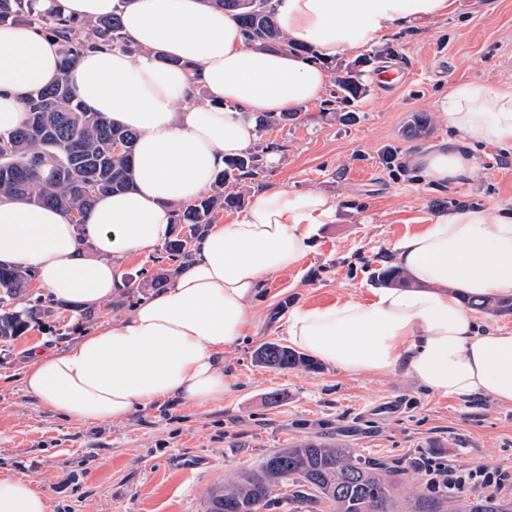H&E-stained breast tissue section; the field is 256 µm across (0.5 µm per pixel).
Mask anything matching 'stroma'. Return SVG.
Returning <instances> with one entry per match:
<instances>
[{
    "instance_id": "35a3bbf8",
    "label": "stroma",
    "mask_w": 512,
    "mask_h": 512,
    "mask_svg": "<svg viewBox=\"0 0 512 512\" xmlns=\"http://www.w3.org/2000/svg\"><path fill=\"white\" fill-rule=\"evenodd\" d=\"M386 45L394 55L377 57ZM510 53L512 0H449L447 16L340 55L343 63L360 54L375 58L359 100L333 102L330 83L294 124L258 131L251 148L262 152L264 170L245 180L246 200L266 189L318 190L335 196L337 210L334 221L319 225L296 268L266 279L246 336L224 354L222 402L175 401L91 424L53 412L24 390L33 352L62 349L155 293L154 275L175 267L164 245L119 259L122 285L94 309L28 288L19 304L40 309L36 324L0 343V473L32 479L47 493L49 512H206L210 492L236 472L315 434L391 462L452 459L464 467L512 468V407L444 397L401 370L353 376L327 365L275 370L254 360L265 342L287 344L285 320L294 307L369 300L395 243L423 231L435 214L475 199L512 207L511 148H476L474 176L442 189L407 165L447 138L438 102L450 88L512 85V67L500 65ZM390 63L406 73L392 89L378 79ZM349 111L353 120H344ZM416 112L427 113L432 125L409 139L403 130Z\"/></svg>"
}]
</instances>
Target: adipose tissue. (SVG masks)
<instances>
[{"instance_id": "1", "label": "adipose tissue", "mask_w": 512, "mask_h": 512, "mask_svg": "<svg viewBox=\"0 0 512 512\" xmlns=\"http://www.w3.org/2000/svg\"><path fill=\"white\" fill-rule=\"evenodd\" d=\"M289 39L316 55L259 50L230 13L209 0H39L82 21L119 13L129 50L85 52L68 80L87 109L139 132L132 190L98 197L83 225L60 210L0 198V262L35 270L53 299L99 306L120 283L118 258L151 250L168 235L174 208L205 193L225 157L256 138L253 112H291L319 99L321 65L392 29L447 15L448 0H269ZM176 58L165 65L161 56ZM59 44L28 25H0V136L23 121V100L60 73ZM208 98L196 100L194 85ZM450 135L413 157L427 182L471 178L470 148H512V87L458 86L440 100ZM336 199L285 188L259 193L231 224H211L189 268L132 314L59 352L34 356L27 394L89 423L127 418L171 399L224 398V352L241 342L266 277L294 269L313 228L334 219ZM94 257H84L85 246ZM394 262L411 281L371 300L298 308L288 341L351 375L404 370L432 393L485 395L512 407V330L480 327L467 295L512 298V211L472 203L434 217L400 239ZM34 482L0 474V512H47Z\"/></svg>"}]
</instances>
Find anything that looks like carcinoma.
Returning <instances> with one entry per match:
<instances>
[{
  "instance_id": "obj_1",
  "label": "carcinoma",
  "mask_w": 512,
  "mask_h": 512,
  "mask_svg": "<svg viewBox=\"0 0 512 512\" xmlns=\"http://www.w3.org/2000/svg\"><path fill=\"white\" fill-rule=\"evenodd\" d=\"M233 13L252 46L268 49L289 45L298 52L312 50L302 43H289L267 0H213ZM22 21L61 46V76L52 84L30 93L24 100L26 118L0 150V197L23 199L64 211L75 224L85 223L95 198L129 190L134 185L131 158L137 133L117 127L98 112L86 110L66 78L76 59L99 46L128 48L118 15L82 23L58 12L41 11L36 0H0V23ZM369 59L354 61L336 76L340 100L353 102L367 91L362 67ZM299 117L297 112L278 115L260 113V128L285 124ZM430 128L423 113L414 115L406 136L418 138ZM125 143L122 154L112 155V139ZM262 170L261 158L244 153L224 161L210 190L196 201L180 205L174 223L190 225V233L168 242V259L184 264L191 256L189 240L201 228L213 223L222 210L238 209L244 196L234 186L254 179ZM34 271L0 264V343L25 334L38 319V309L24 307L4 310L28 288ZM384 286L407 287L409 280L396 268L377 274ZM467 306L491 315L512 313V300L492 296L470 297ZM264 367L287 370L317 369L305 354L276 342L261 345L254 353ZM405 466L364 457L341 442L324 437H305L293 445L270 453L256 469L238 473L224 488L211 492L208 512H261L270 505L287 512H403L398 498L399 478L409 477ZM409 512H512L486 493L455 499L443 494L421 493Z\"/></svg>"
}]
</instances>
